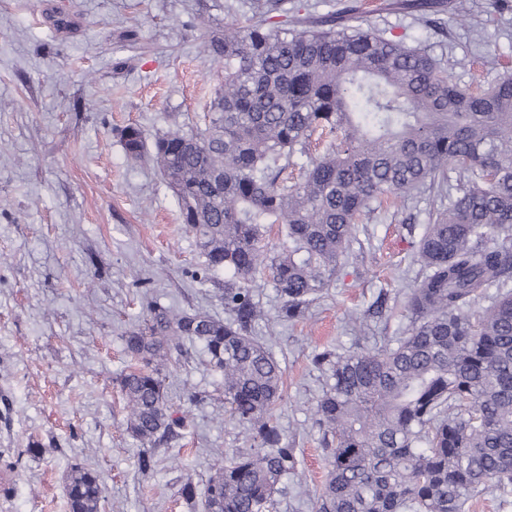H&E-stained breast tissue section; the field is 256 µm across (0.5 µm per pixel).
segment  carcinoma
Wrapping results in <instances>:
<instances>
[{
  "instance_id": "carcinoma-1",
  "label": "carcinoma",
  "mask_w": 512,
  "mask_h": 512,
  "mask_svg": "<svg viewBox=\"0 0 512 512\" xmlns=\"http://www.w3.org/2000/svg\"><path fill=\"white\" fill-rule=\"evenodd\" d=\"M347 21L290 28L250 19L204 42L224 68L204 128L157 137L153 158L195 235L204 269L224 271L219 320L156 300L123 337L131 366L119 380L125 428L149 445L174 435L166 371L184 340L203 345L224 381V404L253 440L224 454L202 494L181 489L192 512H269L297 473L273 411L283 370L250 335L261 318L252 283L262 274L293 320L336 281L356 226L387 197L421 189L456 195L430 217L417 252L425 269L407 294L411 326L379 348L314 356L325 389L314 407L330 458L315 512H464L476 495L512 493V72L484 89L462 86L426 50ZM329 146L301 180L282 173ZM127 155L142 132H123ZM285 241L270 251V226ZM498 288L482 311L475 305ZM69 512H101L98 473L64 475Z\"/></svg>"
}]
</instances>
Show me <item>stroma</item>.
I'll list each match as a JSON object with an SVG mask.
<instances>
[{
	"mask_svg": "<svg viewBox=\"0 0 512 512\" xmlns=\"http://www.w3.org/2000/svg\"><path fill=\"white\" fill-rule=\"evenodd\" d=\"M354 1L363 25L425 49L459 84L512 69V11L487 12L486 0H466L461 16L456 0L427 14L402 0H268L267 15L287 21L298 3L312 23ZM254 13V0H0V512H68L74 463L100 474L103 512H190L183 484L204 487L222 449L251 447L224 408L221 376L188 342L165 380L184 426L141 473L119 378L130 364L122 335L146 298L228 317L223 273L202 280L176 196L151 156L128 157L122 131L139 127L151 141L203 125L220 77L200 45ZM440 206L418 193L375 210L304 317L281 318L272 283H258L264 316L252 334L284 370L274 417L299 470L271 512H313L328 471L314 356L406 334L405 295L424 275L418 241Z\"/></svg>",
	"mask_w": 512,
	"mask_h": 512,
	"instance_id": "35a3bbf8",
	"label": "stroma"
}]
</instances>
